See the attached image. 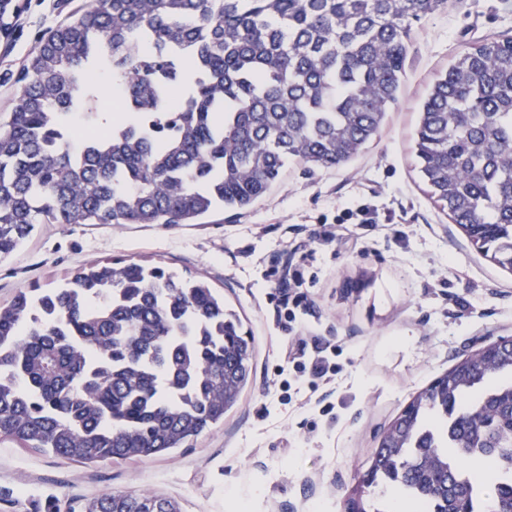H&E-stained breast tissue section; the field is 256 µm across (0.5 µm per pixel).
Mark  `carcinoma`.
Here are the masks:
<instances>
[{
    "label": "carcinoma",
    "mask_w": 512,
    "mask_h": 512,
    "mask_svg": "<svg viewBox=\"0 0 512 512\" xmlns=\"http://www.w3.org/2000/svg\"><path fill=\"white\" fill-rule=\"evenodd\" d=\"M448 0H95L28 55L0 113V259L39 224H196L262 198L290 160L342 166L379 133L411 22ZM112 77L125 120L100 109ZM415 153L430 197L512 270V37L434 82ZM240 317L204 282L95 262L0 303V441L83 464L167 453L224 422L252 373ZM512 346L437 377L379 438L376 489L436 512H512ZM47 512H182L154 493L51 498Z\"/></svg>",
    "instance_id": "cac0c4a2"
}]
</instances>
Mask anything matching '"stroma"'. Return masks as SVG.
Returning <instances> with one entry per match:
<instances>
[{"label": "stroma", "mask_w": 512, "mask_h": 512, "mask_svg": "<svg viewBox=\"0 0 512 512\" xmlns=\"http://www.w3.org/2000/svg\"><path fill=\"white\" fill-rule=\"evenodd\" d=\"M90 0H9L26 21L0 58V112L10 110L34 47ZM512 37V0H452L413 22L401 93L379 134L350 163L289 162L282 180L243 212L200 224H42L0 260V300L74 276L93 261H154L223 291L255 341L251 383L223 424L169 454L85 465L0 442V512H33L36 498L151 491L183 512H344L379 436L438 375L499 336H512V271L477 251L426 193L414 150L433 82L473 44ZM368 204L375 230L346 209ZM335 234L319 245L318 225ZM301 268L294 336L336 349L330 381L309 388L285 365L268 276L272 261Z\"/></svg>", "instance_id": "35a3bbf8"}]
</instances>
